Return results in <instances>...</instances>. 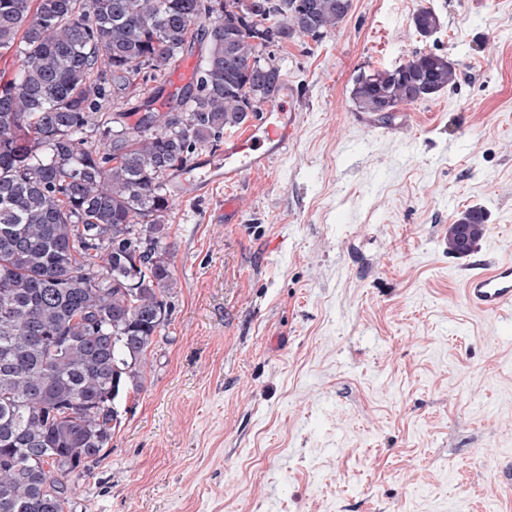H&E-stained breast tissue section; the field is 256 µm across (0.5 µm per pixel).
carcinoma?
Masks as SVG:
<instances>
[{
	"mask_svg": "<svg viewBox=\"0 0 512 512\" xmlns=\"http://www.w3.org/2000/svg\"><path fill=\"white\" fill-rule=\"evenodd\" d=\"M0 0V512H69L67 477L100 458L112 404L145 383L174 285L172 173L253 119L281 84L259 49L338 27L351 0ZM428 36L439 18L413 17ZM197 79L158 109L168 70L193 52ZM154 82L129 126L105 101ZM416 55L360 75L363 112L398 111L456 83ZM93 128L98 138L85 137ZM455 223L483 237L482 212Z\"/></svg>",
	"mask_w": 512,
	"mask_h": 512,
	"instance_id": "1",
	"label": "carcinoma"
}]
</instances>
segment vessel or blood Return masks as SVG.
Wrapping results in <instances>:
<instances>
[{
    "label": "vessel or blood",
    "instance_id": "vessel-or-blood-1",
    "mask_svg": "<svg viewBox=\"0 0 512 512\" xmlns=\"http://www.w3.org/2000/svg\"><path fill=\"white\" fill-rule=\"evenodd\" d=\"M290 87L267 101L248 129L224 138V151L202 157L200 175L177 174L171 188L188 199L230 186L245 174L261 173L284 153L300 128L298 113L288 111ZM463 295L467 302L486 313L499 314L512 308V257L485 255L471 265L463 277Z\"/></svg>",
    "mask_w": 512,
    "mask_h": 512
}]
</instances>
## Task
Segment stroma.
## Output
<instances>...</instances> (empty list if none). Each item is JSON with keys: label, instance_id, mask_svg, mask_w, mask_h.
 <instances>
[{"label": "stroma", "instance_id": "obj_1", "mask_svg": "<svg viewBox=\"0 0 512 512\" xmlns=\"http://www.w3.org/2000/svg\"><path fill=\"white\" fill-rule=\"evenodd\" d=\"M422 53L452 87L360 111L358 75ZM260 57L299 134L232 186L237 223L223 190L177 201L169 324L70 512H512V334L460 288L512 254V0H352Z\"/></svg>", "mask_w": 512, "mask_h": 512}]
</instances>
